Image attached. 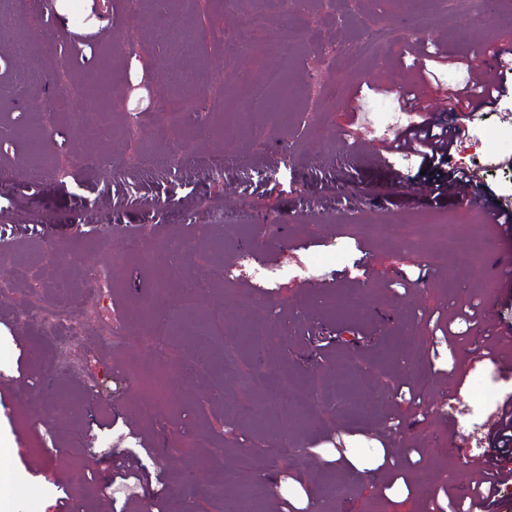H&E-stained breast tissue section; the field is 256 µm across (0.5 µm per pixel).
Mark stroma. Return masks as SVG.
Returning <instances> with one entry per match:
<instances>
[{
  "label": "stroma",
  "mask_w": 512,
  "mask_h": 512,
  "mask_svg": "<svg viewBox=\"0 0 512 512\" xmlns=\"http://www.w3.org/2000/svg\"><path fill=\"white\" fill-rule=\"evenodd\" d=\"M60 8L59 0H29L22 14L0 7V172L9 177L0 243L39 276L0 297V512H62L72 467L85 464L96 483L110 482L117 450L147 467L161 461L165 512H218L214 483L225 498L238 497L263 463L272 479L261 512H280L286 500L317 512H432L442 485L467 482L512 397V379L473 360L465 324L446 335L436 319L482 302L496 260L512 257V239L471 221L453 194L417 196L406 178L416 162H380L368 127L399 110V90L423 55L437 59L431 90L465 84L474 49L512 36V0L477 17L439 10L436 0L409 15L400 0H305L288 12L268 0L262 14L248 0H172L165 21L127 0H109L103 13L94 0H70L65 15ZM373 27L413 28L414 52L397 54L388 43L363 53ZM453 28L465 39L449 40ZM103 59L110 137L89 139L16 91L21 84L87 105L79 89ZM273 66L298 89L278 124L269 100L249 94ZM229 75L238 87L230 102ZM173 101L183 105L175 117ZM29 127L43 129L42 149L62 177L28 162ZM468 127L452 166L477 173L497 202L512 205V85ZM480 131L495 135L494 162L472 146ZM178 148L179 170L167 169ZM213 159L226 163L223 181L208 172ZM242 166L250 183L237 175ZM226 210L249 212L252 226L267 223L266 234L225 227ZM366 212L389 225V237L361 236L357 218ZM435 216L490 234L492 256L458 276L438 258L448 235ZM165 243L182 251L183 278L168 282L159 319L180 318L185 282L201 283L200 308L223 316L212 350L238 347L233 364L177 383L167 370L142 369L151 346L138 301L160 273L138 256ZM234 251L275 278L225 280ZM100 268L111 287L95 280ZM60 283L70 285L85 325L57 347L36 322L20 321L18 308L47 307ZM257 314L266 321L262 342L241 341L242 324ZM110 325L122 340L106 337ZM453 364L462 382L447 377ZM283 379L287 405L269 406V387ZM456 435L467 441L464 453L443 446ZM385 440L400 458L422 450L414 476L429 495L378 470ZM144 444L152 455L141 454ZM334 448L347 460L337 469L322 463ZM339 477L347 492L334 497L327 486Z\"/></svg>",
  "instance_id": "35a3bbf8"
}]
</instances>
